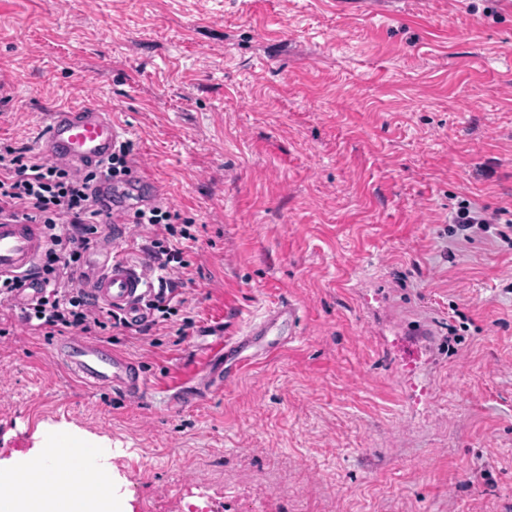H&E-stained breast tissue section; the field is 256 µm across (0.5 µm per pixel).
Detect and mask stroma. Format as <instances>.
Here are the masks:
<instances>
[{
    "instance_id": "stroma-1",
    "label": "stroma",
    "mask_w": 512,
    "mask_h": 512,
    "mask_svg": "<svg viewBox=\"0 0 512 512\" xmlns=\"http://www.w3.org/2000/svg\"><path fill=\"white\" fill-rule=\"evenodd\" d=\"M0 0V142L111 104L155 201L192 219L195 326L127 331L132 400L0 311V460L97 442L122 512H512V0ZM151 229L107 225L130 264ZM300 334L190 406L205 327ZM484 211L485 210H476L471 206L469 201L463 200L453 218V224H457L455 235L468 241L471 240L472 237L467 231L472 229L475 225L480 226L479 229H481L484 225L495 224L494 217L486 216ZM457 231H459V233Z\"/></svg>"
}]
</instances>
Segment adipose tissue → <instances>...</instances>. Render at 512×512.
<instances>
[{
  "mask_svg": "<svg viewBox=\"0 0 512 512\" xmlns=\"http://www.w3.org/2000/svg\"><path fill=\"white\" fill-rule=\"evenodd\" d=\"M41 461V454L32 452L19 466L0 464V512H115L111 494L91 492L93 473L77 468L69 457L43 473L41 481L19 490V471L38 468Z\"/></svg>",
  "mask_w": 512,
  "mask_h": 512,
  "instance_id": "obj_1",
  "label": "adipose tissue"
}]
</instances>
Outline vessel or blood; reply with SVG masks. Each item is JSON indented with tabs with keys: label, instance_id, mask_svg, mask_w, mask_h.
Returning a JSON list of instances; mask_svg holds the SVG:
<instances>
[{
	"label": "vessel or blood",
	"instance_id": "1",
	"mask_svg": "<svg viewBox=\"0 0 512 512\" xmlns=\"http://www.w3.org/2000/svg\"><path fill=\"white\" fill-rule=\"evenodd\" d=\"M125 131L112 118V109L103 102L87 101L76 107H59L49 114V122L39 135V150L52 162L78 173L96 170L120 143ZM45 239L39 225L0 218V278L28 275V286L21 296L29 302L41 294L40 283L31 278ZM82 287L98 303L122 312L128 320L146 317L143 299L147 294L144 272L117 257H105L92 265L81 280ZM300 316L292 303L269 308L257 321L240 331L216 327L211 331L215 346L207 355L206 368L199 383L177 387L173 401L192 403L201 388L216 383L225 385L278 353L296 339ZM57 352L67 371L89 388H109L136 397L146 390L141 367L130 357L107 345L74 339L58 346ZM63 456L80 460L92 469L95 453L56 439L47 448L45 462L54 464Z\"/></svg>",
	"mask_w": 512,
	"mask_h": 512
}]
</instances>
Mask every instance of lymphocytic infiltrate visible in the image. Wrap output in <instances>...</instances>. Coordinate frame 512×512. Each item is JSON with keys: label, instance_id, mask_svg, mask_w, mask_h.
<instances>
[{"label": "lymphocytic infiltrate", "instance_id": "f902f5d3", "mask_svg": "<svg viewBox=\"0 0 512 512\" xmlns=\"http://www.w3.org/2000/svg\"><path fill=\"white\" fill-rule=\"evenodd\" d=\"M133 145L123 142L113 153L104 172L76 174L47 161L29 148L0 146V216L41 225L45 252L36 267L43 294L21 309L22 320L41 335L95 336L127 329L120 313L99 307L93 297L74 283L87 255L103 233L102 222L110 218L99 207L90 188L100 176L114 179L130 174ZM135 227H153L154 237L145 250L153 272L147 306L155 312L153 324L169 326L174 335L186 337L192 317L181 315L180 290L190 263L184 242L192 240L190 219L161 207L136 208Z\"/></svg>", "mask_w": 512, "mask_h": 512}]
</instances>
